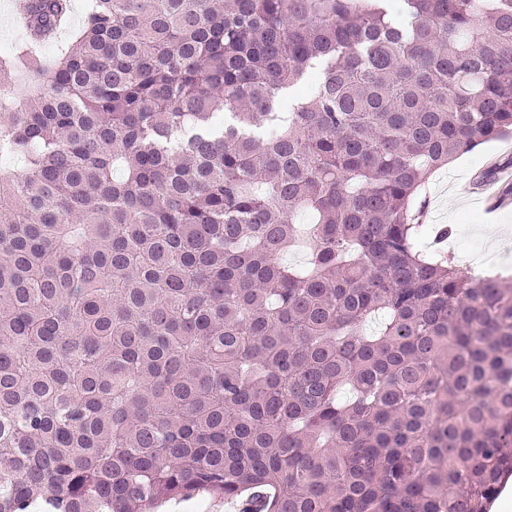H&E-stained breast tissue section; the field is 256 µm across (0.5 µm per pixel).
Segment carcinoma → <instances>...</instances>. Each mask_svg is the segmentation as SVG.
Instances as JSON below:
<instances>
[{
    "label": "carcinoma",
    "instance_id": "cac0c4a2",
    "mask_svg": "<svg viewBox=\"0 0 512 512\" xmlns=\"http://www.w3.org/2000/svg\"><path fill=\"white\" fill-rule=\"evenodd\" d=\"M388 2L93 0L47 63L72 2L26 0L0 512H486L512 287L419 251L418 190L512 136V0ZM224 497L202 493L193 499H171L159 504L156 512H238Z\"/></svg>",
    "mask_w": 512,
    "mask_h": 512
}]
</instances>
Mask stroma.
<instances>
[{"label": "stroma", "mask_w": 512, "mask_h": 512, "mask_svg": "<svg viewBox=\"0 0 512 512\" xmlns=\"http://www.w3.org/2000/svg\"><path fill=\"white\" fill-rule=\"evenodd\" d=\"M511 159L512 138L486 143L436 171L422 191L423 222L454 226L448 248L462 271L512 260V178L494 173Z\"/></svg>", "instance_id": "obj_1"}]
</instances>
